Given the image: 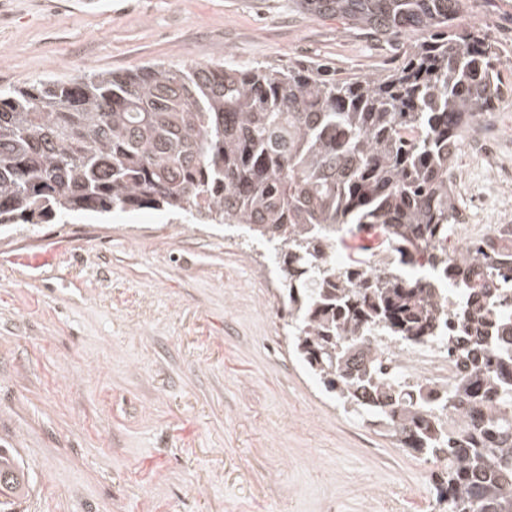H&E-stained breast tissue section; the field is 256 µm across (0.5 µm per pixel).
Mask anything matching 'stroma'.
<instances>
[{"mask_svg":"<svg viewBox=\"0 0 512 512\" xmlns=\"http://www.w3.org/2000/svg\"><path fill=\"white\" fill-rule=\"evenodd\" d=\"M464 23L512 51V0ZM396 42L297 0H0V89L188 62L365 74ZM462 143L455 174L480 224L512 171ZM266 249L244 229L154 210L15 225L0 236V448L29 467L14 512H445L442 464L397 448L308 376Z\"/></svg>","mask_w":512,"mask_h":512,"instance_id":"1","label":"stroma"}]
</instances>
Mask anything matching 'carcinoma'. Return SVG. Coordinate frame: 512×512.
Wrapping results in <instances>:
<instances>
[{
    "label": "carcinoma",
    "instance_id": "carcinoma-1",
    "mask_svg": "<svg viewBox=\"0 0 512 512\" xmlns=\"http://www.w3.org/2000/svg\"><path fill=\"white\" fill-rule=\"evenodd\" d=\"M386 37L401 60L338 77L319 62L270 70L148 64L0 92V231L72 217L183 214L243 226L269 247L293 353L336 402L396 445L447 469V512H512V307L470 276L512 289V233L453 267L433 251L457 223L463 133L512 96L506 49L461 24L465 0H300ZM376 227L385 262L355 280L330 261L346 233ZM440 283L465 288L448 353L469 373L408 393L383 345L437 338ZM511 352L485 355L483 330ZM0 497L28 472L0 448Z\"/></svg>",
    "mask_w": 512,
    "mask_h": 512
}]
</instances>
